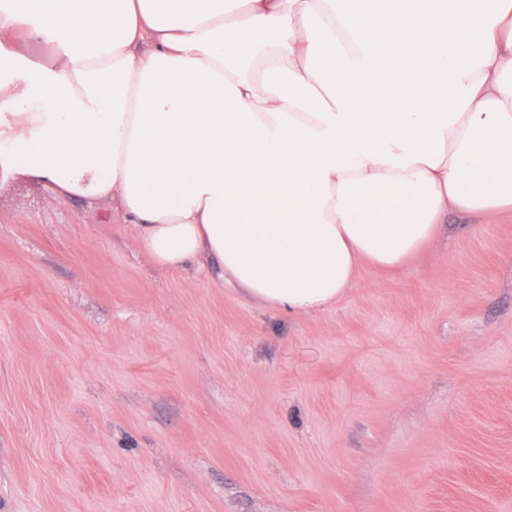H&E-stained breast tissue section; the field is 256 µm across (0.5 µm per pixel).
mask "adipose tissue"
<instances>
[{
  "instance_id": "ef3b65f1",
  "label": "adipose tissue",
  "mask_w": 512,
  "mask_h": 512,
  "mask_svg": "<svg viewBox=\"0 0 512 512\" xmlns=\"http://www.w3.org/2000/svg\"><path fill=\"white\" fill-rule=\"evenodd\" d=\"M0 184L114 202L161 269L306 315L449 208L512 212V0H0ZM18 54L11 67L0 68V79L11 78L17 69L34 64H47L55 58V48L46 38L19 41L14 48Z\"/></svg>"
}]
</instances>
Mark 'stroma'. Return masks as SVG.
Segmentation results:
<instances>
[{
  "label": "stroma",
  "mask_w": 512,
  "mask_h": 512,
  "mask_svg": "<svg viewBox=\"0 0 512 512\" xmlns=\"http://www.w3.org/2000/svg\"><path fill=\"white\" fill-rule=\"evenodd\" d=\"M291 316L0 185V512H512V213Z\"/></svg>",
  "instance_id": "stroma-1"
}]
</instances>
